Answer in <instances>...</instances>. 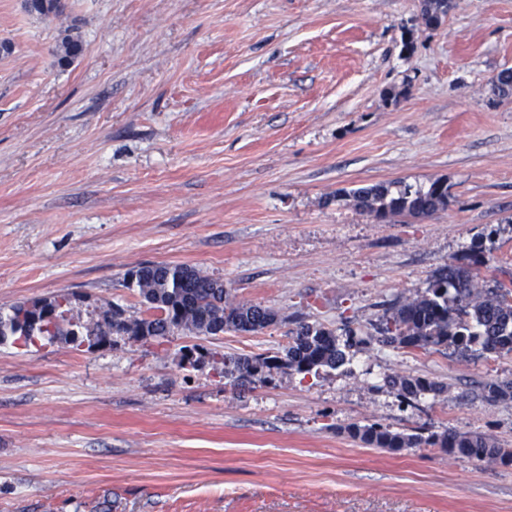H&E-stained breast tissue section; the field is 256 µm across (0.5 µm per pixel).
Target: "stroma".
<instances>
[{
  "instance_id": "1",
  "label": "stroma",
  "mask_w": 512,
  "mask_h": 512,
  "mask_svg": "<svg viewBox=\"0 0 512 512\" xmlns=\"http://www.w3.org/2000/svg\"><path fill=\"white\" fill-rule=\"evenodd\" d=\"M0 0V309L59 294L140 311L127 272L187 264L279 311L258 333L0 344V512H512V465L366 448L342 428H451L512 449V354L378 344L242 389L183 346L252 356L298 321L369 331L471 242L512 281V0ZM82 51L60 65L63 36ZM448 184L424 219L342 198ZM424 376L407 407L386 383ZM422 18L425 27H437L451 8V0H424ZM387 384L398 392L402 401L411 406L428 397L436 398L446 391L444 385L423 377H390Z\"/></svg>"
}]
</instances>
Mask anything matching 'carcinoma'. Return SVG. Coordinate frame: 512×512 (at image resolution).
I'll list each match as a JSON object with an SVG mask.
<instances>
[{
  "instance_id": "carcinoma-1",
  "label": "carcinoma",
  "mask_w": 512,
  "mask_h": 512,
  "mask_svg": "<svg viewBox=\"0 0 512 512\" xmlns=\"http://www.w3.org/2000/svg\"><path fill=\"white\" fill-rule=\"evenodd\" d=\"M451 8V0H424L422 18L427 28L438 26ZM81 52L80 43L67 40L57 47L60 64H68ZM491 92L498 97L512 95V70L498 74ZM349 197L362 212L376 219L406 215L427 218L448 203V185L437 179L428 187L400 182L359 187ZM492 248L479 240L469 253L468 266L454 263L433 276L426 291L389 309L373 332L363 336L351 328L338 334L322 324L301 322L291 332L288 345L270 354L255 356L218 354L200 344L184 346L181 361L195 366L206 360L221 368L224 378L244 386L266 379L274 370L309 374L323 368L335 370L351 362L349 350L373 342L394 349L450 346L463 354L512 353V288L482 276L486 255ZM127 285L138 291L144 310L128 315L108 304L87 320L74 318L71 298L62 294L37 299L0 311V344L19 346L39 341L63 339L77 347L111 342V337L129 336L147 340L175 334L215 336L222 331L259 332L279 320L278 312L260 304L231 299L224 284L188 265H141L126 275ZM390 388L409 405L435 398L446 387L423 377H390ZM483 397L512 400V380L490 382ZM350 438L361 444L400 451L404 448H437L450 456L478 462L512 465V451L478 433L448 429L440 434L408 433L377 423H350L343 427Z\"/></svg>"
}]
</instances>
